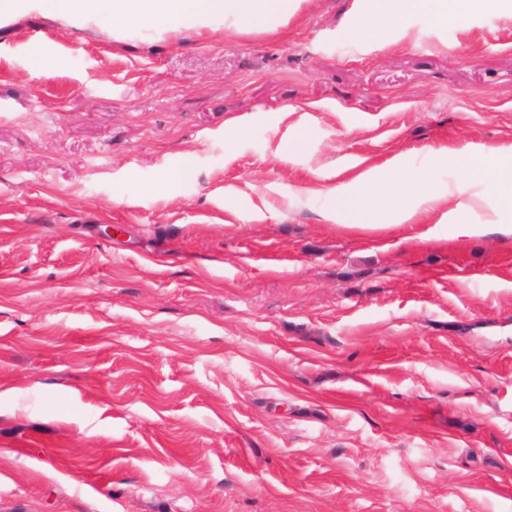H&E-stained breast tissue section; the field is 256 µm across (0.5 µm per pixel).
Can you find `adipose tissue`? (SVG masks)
I'll return each mask as SVG.
<instances>
[{
	"label": "adipose tissue",
	"instance_id": "adipose-tissue-1",
	"mask_svg": "<svg viewBox=\"0 0 512 512\" xmlns=\"http://www.w3.org/2000/svg\"><path fill=\"white\" fill-rule=\"evenodd\" d=\"M301 0H67L66 21L88 23L107 14L122 22H136L151 28L159 36H173L184 26H207L218 18L225 29L239 30L253 21L265 22L270 28L286 24ZM364 13L365 26L386 28L403 23L415 9L434 12L440 21L448 19V0H372ZM355 190L345 193L334 190L327 218L345 228H368L378 220L388 224L432 223V234L442 238L448 225L457 223L456 211L437 214L441 197L457 196L463 208L487 206L492 212L512 210V167L492 171L483 191H476L477 180L464 172L453 185L436 187L426 171L404 170L394 163L391 170L361 172L354 179Z\"/></svg>",
	"mask_w": 512,
	"mask_h": 512
}]
</instances>
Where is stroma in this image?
I'll return each instance as SVG.
<instances>
[{
    "label": "stroma",
    "mask_w": 512,
    "mask_h": 512,
    "mask_svg": "<svg viewBox=\"0 0 512 512\" xmlns=\"http://www.w3.org/2000/svg\"><path fill=\"white\" fill-rule=\"evenodd\" d=\"M366 7L0 25V512H512V237L324 217L512 145V13Z\"/></svg>",
    "instance_id": "obj_1"
}]
</instances>
